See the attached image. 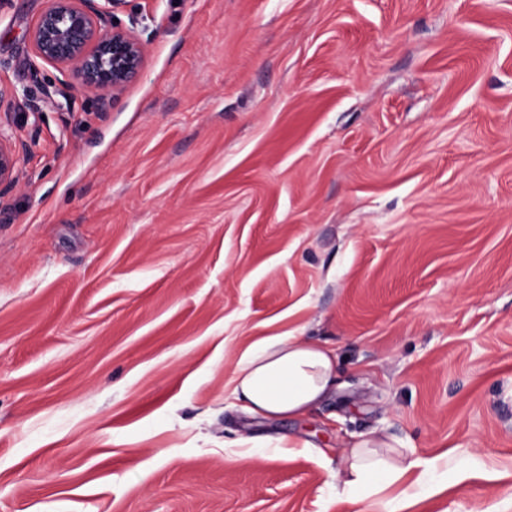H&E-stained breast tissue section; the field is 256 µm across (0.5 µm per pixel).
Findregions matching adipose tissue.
Returning a JSON list of instances; mask_svg holds the SVG:
<instances>
[{
	"label": "adipose tissue",
	"instance_id": "ef3b65f1",
	"mask_svg": "<svg viewBox=\"0 0 512 512\" xmlns=\"http://www.w3.org/2000/svg\"><path fill=\"white\" fill-rule=\"evenodd\" d=\"M335 356L318 341L279 335L261 340L236 362L233 395L254 415L266 419L299 417L321 401L334 384ZM430 462L395 441L371 435L348 451L336 477L347 490H371L382 496L383 512H392L384 494L407 483L419 484Z\"/></svg>",
	"mask_w": 512,
	"mask_h": 512
}]
</instances>
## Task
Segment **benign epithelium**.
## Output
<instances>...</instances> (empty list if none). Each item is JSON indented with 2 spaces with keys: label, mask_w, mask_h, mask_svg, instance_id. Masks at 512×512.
Here are the masks:
<instances>
[{
  "label": "benign epithelium",
  "mask_w": 512,
  "mask_h": 512,
  "mask_svg": "<svg viewBox=\"0 0 512 512\" xmlns=\"http://www.w3.org/2000/svg\"><path fill=\"white\" fill-rule=\"evenodd\" d=\"M121 0H47L30 32L34 58L56 69L58 83L48 98L79 90L108 112L113 96L141 71L145 49L135 33L117 24L113 12ZM29 145L0 124V200L20 182L21 157Z\"/></svg>",
  "instance_id": "1"
}]
</instances>
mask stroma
I'll return each mask as SVG.
<instances>
[{"label":"stroma","mask_w":512,"mask_h":512,"mask_svg":"<svg viewBox=\"0 0 512 512\" xmlns=\"http://www.w3.org/2000/svg\"><path fill=\"white\" fill-rule=\"evenodd\" d=\"M45 5L0 8V89L40 105L0 202V512H350L371 434L436 461L401 512H512V0H123L145 65L108 112L44 99ZM287 333L335 392L229 405Z\"/></svg>","instance_id":"obj_1"}]
</instances>
